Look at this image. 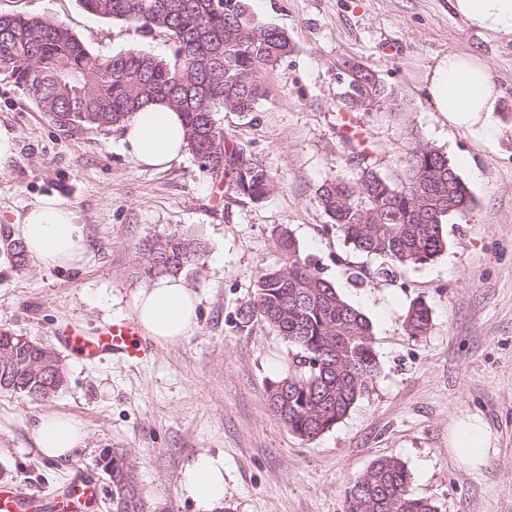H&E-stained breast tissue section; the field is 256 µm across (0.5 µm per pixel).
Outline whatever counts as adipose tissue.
<instances>
[{
  "label": "adipose tissue",
  "instance_id": "obj_1",
  "mask_svg": "<svg viewBox=\"0 0 512 512\" xmlns=\"http://www.w3.org/2000/svg\"><path fill=\"white\" fill-rule=\"evenodd\" d=\"M453 6L471 27L512 35V0H453ZM424 83L433 110L446 113L461 126L474 125L482 114L495 111L501 95L486 63L460 52L440 57L425 73ZM122 145L135 165L168 168L187 150L183 117L166 103L152 102L124 123ZM16 228L28 256L41 267L75 268L83 258L80 217L59 197L37 200L17 219ZM200 303L198 293L181 278L164 275L136 293L132 312L147 336L168 345L197 328ZM86 438L79 421L45 413L33 441L41 457L64 464L75 459ZM495 442L490 426L476 414L457 417L448 429V450L467 469L483 465ZM179 490L196 512H214L224 501L223 452L197 453L181 471Z\"/></svg>",
  "mask_w": 512,
  "mask_h": 512
}]
</instances>
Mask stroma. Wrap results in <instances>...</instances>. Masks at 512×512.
<instances>
[{"mask_svg":"<svg viewBox=\"0 0 512 512\" xmlns=\"http://www.w3.org/2000/svg\"><path fill=\"white\" fill-rule=\"evenodd\" d=\"M259 19L286 31L296 48L257 78L268 89L255 112L223 110L226 144L252 155L275 178L262 202H238L229 180L184 155L165 170H143L121 147L122 128L67 134L0 73V130L15 152L0 166V229L13 231L44 196L67 200L83 223L79 268L14 269L0 257V331L56 347L58 329L95 334L130 318L132 297L151 279L138 244L178 229L205 251L184 280L201 297L188 338L154 347L136 365L86 363L62 352L66 387L48 402L0 391V488L60 494L76 470L108 487L103 455L123 454L144 512H196L183 498V464L204 450L224 453L230 512H344L357 476L377 458L401 459L416 496L438 512H512V35L467 25L453 0H251ZM0 14L68 27L94 56L138 49L171 59L165 33L104 19L80 0H0ZM451 51L486 62L502 95L478 127L431 111L423 77ZM367 69L391 94L371 110L353 108L351 84ZM351 112L360 134L341 131ZM466 159L459 176L472 208L449 217L448 247L425 265L378 276V258L353 249L323 213L317 190L356 176L357 157L388 177L401 175L414 138ZM288 226L303 255L372 323L381 374L333 429L306 441L270 411L267 386L294 367L296 350L265 323L238 325L240 308L267 268L285 266L276 229ZM432 311L426 335L404 329L410 303ZM79 419L88 438L67 465L39 456L41 414ZM470 412L497 436L486 463L457 465L448 427Z\"/></svg>","mask_w":512,"mask_h":512,"instance_id":"1","label":"stroma"}]
</instances>
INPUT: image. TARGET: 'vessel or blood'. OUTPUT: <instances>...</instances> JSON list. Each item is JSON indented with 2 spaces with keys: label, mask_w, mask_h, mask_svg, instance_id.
<instances>
[{
  "label": "vessel or blood",
  "mask_w": 512,
  "mask_h": 512,
  "mask_svg": "<svg viewBox=\"0 0 512 512\" xmlns=\"http://www.w3.org/2000/svg\"><path fill=\"white\" fill-rule=\"evenodd\" d=\"M57 342L83 361L95 363L107 357H119L130 363L143 361L152 346L135 319L104 324L96 335H87L79 325L61 329ZM98 482L79 474L56 498L41 501L22 489H0V512H90L98 495Z\"/></svg>",
  "instance_id": "1"
}]
</instances>
